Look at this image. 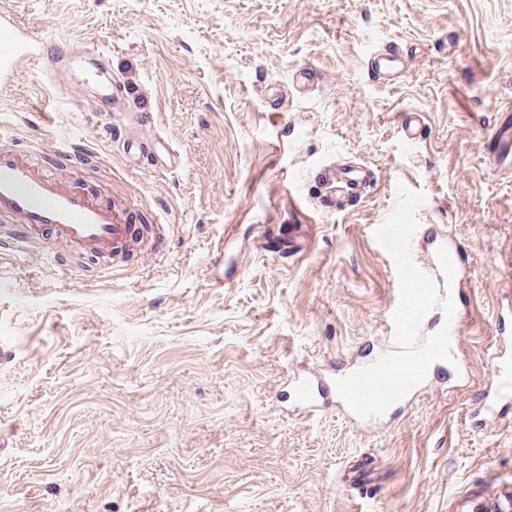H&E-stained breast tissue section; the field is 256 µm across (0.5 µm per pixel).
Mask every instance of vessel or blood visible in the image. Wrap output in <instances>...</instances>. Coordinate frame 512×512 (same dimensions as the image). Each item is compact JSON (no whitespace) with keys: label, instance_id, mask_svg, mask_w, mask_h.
<instances>
[{"label":"vessel or blood","instance_id":"b4317fda","mask_svg":"<svg viewBox=\"0 0 512 512\" xmlns=\"http://www.w3.org/2000/svg\"><path fill=\"white\" fill-rule=\"evenodd\" d=\"M84 54L97 61L94 69L71 67L69 76L82 83L99 85L92 104L104 112L112 104V83L105 80L101 68L104 50L85 48ZM73 56L67 40L53 36L13 45L9 54L0 57V81L8 82L18 64L32 61L50 74H57L60 64ZM410 59L407 48L392 44L367 58V71L377 80L391 84L405 73ZM399 132L406 143L419 142L428 134L423 117L417 112L398 116ZM367 168L343 169L336 180V198L344 200L352 186L370 181ZM15 218V225L0 231L4 244L38 243L51 237L79 254L109 256L123 251L139 240H146L154 251H162L166 236L159 225L139 228L126 209L109 203L102 196L76 189L64 179L45 173L27 152L0 144V217ZM267 238L279 253L297 254L307 250L310 229L304 224H272ZM448 327L451 344H458V321H445L441 307H433L423 319V329L435 332ZM491 382L483 394V410L492 421L506 419L512 405V355L495 352L490 359ZM335 376L317 377L302 374L288 382L289 393L303 414L313 416L332 406H343Z\"/></svg>","mask_w":512,"mask_h":512}]
</instances>
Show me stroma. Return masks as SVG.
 <instances>
[{
	"label": "stroma",
	"mask_w": 512,
	"mask_h": 512,
	"mask_svg": "<svg viewBox=\"0 0 512 512\" xmlns=\"http://www.w3.org/2000/svg\"><path fill=\"white\" fill-rule=\"evenodd\" d=\"M21 35L107 51L114 112L91 84L20 64L0 137L59 176L167 226L164 250L116 260L0 249V512H495L512 494V420L480 412L486 348L512 297V160L486 141L512 111V0H0ZM453 56L442 57L445 40ZM406 44L392 86L370 50ZM494 59L493 68L482 65ZM318 81L292 84L301 65ZM83 101L80 110L73 101ZM421 113L425 140L397 117ZM156 144L133 163L129 139ZM56 146L92 156L71 168ZM373 179L348 205L336 174ZM427 233L461 241L465 372L376 427L294 412L296 368L390 345L394 285L373 232L398 187ZM269 224H314L266 251ZM370 456L369 495L341 489ZM398 128L402 139L408 144L419 142L428 134L423 117L418 112H401L398 116ZM336 180V202L343 201L352 186L366 184L371 180L369 169L364 166L344 168Z\"/></svg>",
	"instance_id": "stroma-1"
}]
</instances>
